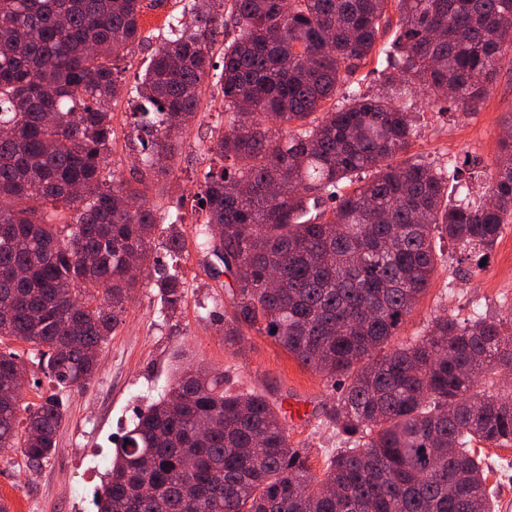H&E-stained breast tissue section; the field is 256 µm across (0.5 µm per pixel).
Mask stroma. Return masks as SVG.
Here are the masks:
<instances>
[{
    "label": "stroma",
    "mask_w": 512,
    "mask_h": 512,
    "mask_svg": "<svg viewBox=\"0 0 512 512\" xmlns=\"http://www.w3.org/2000/svg\"><path fill=\"white\" fill-rule=\"evenodd\" d=\"M176 0H153L141 27L145 39L124 60L125 86H133L158 47L170 14L179 12ZM419 133L411 153L415 160L436 168L467 162L474 178L473 193L483 173L500 157L499 141L505 123L512 120V66L503 65L490 85L482 107L463 116L447 105L428 106L413 97ZM137 99L124 98L112 114L115 133L109 167L129 182L145 181L148 203L164 214L180 211L187 234L198 221L195 193L209 167L219 166L214 155L199 150L212 130L226 126L220 87L205 82L201 108L191 124L169 176L142 177L137 148L127 143L133 127ZM485 266L453 246H445L429 288L420 296L399 332L406 340L425 331L434 317L448 314L458 319L480 312L498 317L512 307V222L486 253ZM186 303L174 314L162 312L153 289L141 288L121 315L110 341L99 353V368L85 386L55 391L31 354L28 343L8 340L0 349L16 352L25 369L23 400L40 402L59 394L66 417L56 453L38 465L21 454L0 459V493L18 512H96L94 494L111 466L112 452L138 413L164 394L179 364H195L223 375L224 387L234 393L257 392L279 403L290 396L308 399L312 415L303 422H288L289 442L302 449L313 472L323 473L327 462L346 440L330 413L340 393L333 380L303 366L272 337L250 334L239 345L224 341V313L229 308L224 276L212 272L198 254L182 264ZM480 453L489 474L487 486L498 502V512H512V446L483 445Z\"/></svg>",
    "instance_id": "1"
}]
</instances>
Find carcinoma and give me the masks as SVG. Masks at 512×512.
Returning <instances> with one entry per match:
<instances>
[{"label": "carcinoma", "mask_w": 512, "mask_h": 512, "mask_svg": "<svg viewBox=\"0 0 512 512\" xmlns=\"http://www.w3.org/2000/svg\"><path fill=\"white\" fill-rule=\"evenodd\" d=\"M397 2L385 91L336 95L370 60ZM145 0H0V340L30 344L58 390L87 384L135 291L180 310L184 230L108 169L112 112L145 106L148 173L173 171L211 79L229 129L204 146L196 252L224 284V342L272 337L340 381L331 420L353 437L325 472L288 442L282 408L185 365L115 449L98 512H496L472 444H512V308L435 317L391 344L429 287L437 240L484 253L512 215V162L486 202L409 155V94L479 109L512 62V0H188L134 88L117 63L141 42ZM190 21H185V17ZM232 27L222 65L214 30ZM162 249L171 263H150ZM278 287L268 286L271 275ZM18 356L0 351V457L56 451L63 404L21 403ZM195 460L185 470L186 460Z\"/></svg>", "instance_id": "cac0c4a2"}]
</instances>
